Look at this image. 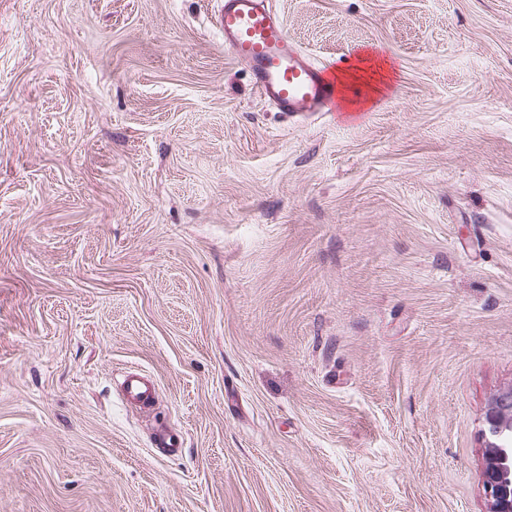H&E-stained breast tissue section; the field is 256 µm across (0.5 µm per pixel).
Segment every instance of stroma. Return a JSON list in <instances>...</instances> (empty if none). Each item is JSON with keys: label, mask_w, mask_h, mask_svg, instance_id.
Wrapping results in <instances>:
<instances>
[{"label": "stroma", "mask_w": 512, "mask_h": 512, "mask_svg": "<svg viewBox=\"0 0 512 512\" xmlns=\"http://www.w3.org/2000/svg\"><path fill=\"white\" fill-rule=\"evenodd\" d=\"M217 2L0 0V512H488L512 0H276L389 65L306 119ZM119 390L122 400L134 406L147 408L156 395L153 382L144 374L125 372L119 381Z\"/></svg>", "instance_id": "1"}]
</instances>
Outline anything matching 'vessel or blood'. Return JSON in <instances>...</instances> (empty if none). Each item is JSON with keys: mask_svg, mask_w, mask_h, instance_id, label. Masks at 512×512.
I'll list each match as a JSON object with an SVG mask.
<instances>
[{"mask_svg": "<svg viewBox=\"0 0 512 512\" xmlns=\"http://www.w3.org/2000/svg\"><path fill=\"white\" fill-rule=\"evenodd\" d=\"M215 25L261 98L290 115L331 111L335 83L291 39L272 0H220ZM119 390L125 403L142 408L156 395L153 382L137 372L124 373Z\"/></svg>", "mask_w": 512, "mask_h": 512, "instance_id": "b4317fda", "label": "vessel or blood"}]
</instances>
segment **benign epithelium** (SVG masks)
Returning a JSON list of instances; mask_svg holds the SVG:
<instances>
[{
	"label": "benign epithelium",
	"mask_w": 512,
	"mask_h": 512,
	"mask_svg": "<svg viewBox=\"0 0 512 512\" xmlns=\"http://www.w3.org/2000/svg\"><path fill=\"white\" fill-rule=\"evenodd\" d=\"M482 436L489 512H512V387L492 397Z\"/></svg>",
	"instance_id": "benign-epithelium-1"
}]
</instances>
